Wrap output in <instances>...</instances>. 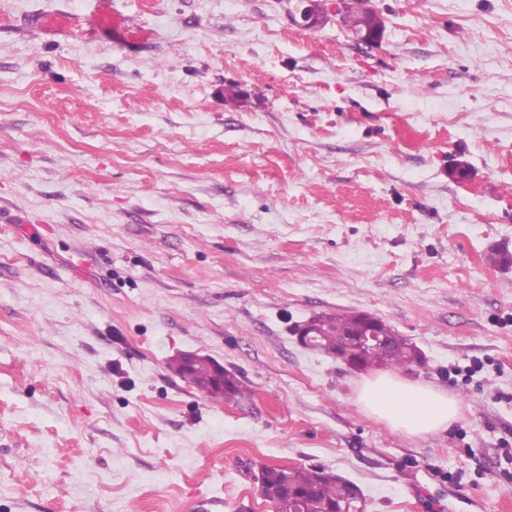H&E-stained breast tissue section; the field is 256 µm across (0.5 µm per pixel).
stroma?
I'll return each instance as SVG.
<instances>
[{"label":"stroma","mask_w":512,"mask_h":512,"mask_svg":"<svg viewBox=\"0 0 512 512\" xmlns=\"http://www.w3.org/2000/svg\"><path fill=\"white\" fill-rule=\"evenodd\" d=\"M113 6L144 44L86 39L98 0H0V512H272L267 464L512 512V0H370L372 45L296 0ZM347 312L420 349L448 430L298 343ZM169 368L194 388L212 399L236 401L243 397L241 380L234 373L220 368L211 358L180 355L171 360ZM359 402L368 413L411 436L446 430L459 413L458 401L447 393L397 375L367 380L361 388Z\"/></svg>","instance_id":"1"}]
</instances>
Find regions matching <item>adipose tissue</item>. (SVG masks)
<instances>
[{
	"instance_id": "1",
	"label": "adipose tissue",
	"mask_w": 512,
	"mask_h": 512,
	"mask_svg": "<svg viewBox=\"0 0 512 512\" xmlns=\"http://www.w3.org/2000/svg\"><path fill=\"white\" fill-rule=\"evenodd\" d=\"M359 402L368 413L411 436L448 429L459 413L458 401L447 393L396 375L367 380Z\"/></svg>"
}]
</instances>
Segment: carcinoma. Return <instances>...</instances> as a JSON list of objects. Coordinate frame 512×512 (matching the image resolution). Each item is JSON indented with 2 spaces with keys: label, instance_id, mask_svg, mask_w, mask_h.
<instances>
[{
  "label": "carcinoma",
  "instance_id": "carcinoma-1",
  "mask_svg": "<svg viewBox=\"0 0 512 512\" xmlns=\"http://www.w3.org/2000/svg\"><path fill=\"white\" fill-rule=\"evenodd\" d=\"M369 0H351L350 15L363 25L369 40L381 37L384 22L370 8ZM311 332L317 341V350L327 354L343 355L359 369L388 368L405 371L419 360L417 349L403 337L387 348H360L354 338L370 330H380L387 336L395 335L392 328L365 313L322 315L311 321ZM169 368L194 388L212 399L236 401L243 397L241 380L234 373L221 368L211 358L184 354L171 360ZM300 497L299 512H331L340 509L350 493V482L317 467L288 468L282 472L279 465H265L261 470L260 496L272 505L273 512H288L287 492Z\"/></svg>",
  "mask_w": 512,
  "mask_h": 512
}]
</instances>
